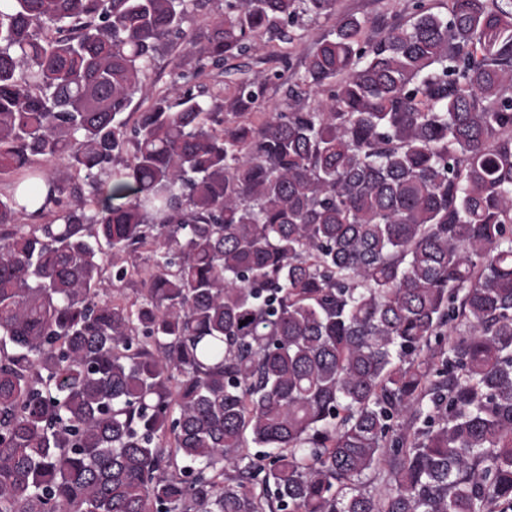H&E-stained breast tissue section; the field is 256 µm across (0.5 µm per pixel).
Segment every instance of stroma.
I'll return each mask as SVG.
<instances>
[{
  "label": "stroma",
  "mask_w": 512,
  "mask_h": 512,
  "mask_svg": "<svg viewBox=\"0 0 512 512\" xmlns=\"http://www.w3.org/2000/svg\"><path fill=\"white\" fill-rule=\"evenodd\" d=\"M413 0H336L333 14L310 21L303 20L304 38L289 45L287 55H280L273 49H265L247 56L226 60L223 66L211 67L198 76L195 84L198 90L212 92L223 87L224 93L218 104L223 111H231L233 84L236 79L246 77L265 82L266 93L262 102L256 104L259 112L277 107L287 109L305 107L307 98L289 100L287 90L297 75L303 73L305 60L315 45L334 28L339 17L351 15L363 24L362 38L372 42L379 39L393 25L409 20Z\"/></svg>",
  "instance_id": "1"
}]
</instances>
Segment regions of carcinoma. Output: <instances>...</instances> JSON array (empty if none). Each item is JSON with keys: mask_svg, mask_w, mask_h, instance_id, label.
I'll return each mask as SVG.
<instances>
[{"mask_svg": "<svg viewBox=\"0 0 512 512\" xmlns=\"http://www.w3.org/2000/svg\"><path fill=\"white\" fill-rule=\"evenodd\" d=\"M200 2L0 0V512H512V0L343 17L258 121L192 80L335 0ZM224 10V0H203L185 19L183 27L193 33L206 32L213 16ZM194 68L195 59L183 53L180 49L175 52L166 51L158 54L150 76V83L153 86V90L158 88L170 89L176 72H192Z\"/></svg>", "mask_w": 512, "mask_h": 512, "instance_id": "obj_1", "label": "carcinoma"}]
</instances>
